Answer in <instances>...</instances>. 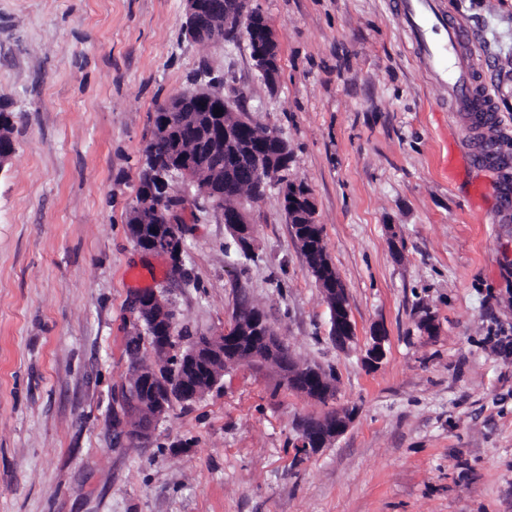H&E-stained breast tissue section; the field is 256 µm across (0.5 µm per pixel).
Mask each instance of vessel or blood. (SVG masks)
Listing matches in <instances>:
<instances>
[{"instance_id":"b4317fda","label":"vessel or blood","mask_w":512,"mask_h":512,"mask_svg":"<svg viewBox=\"0 0 512 512\" xmlns=\"http://www.w3.org/2000/svg\"><path fill=\"white\" fill-rule=\"evenodd\" d=\"M400 7L424 65L448 86L446 111L463 113L477 131L493 128L498 113L482 72L462 56L475 43L473 30L444 14L438 0H401Z\"/></svg>"}]
</instances>
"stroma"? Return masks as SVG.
Instances as JSON below:
<instances>
[{
  "label": "stroma",
  "instance_id": "stroma-1",
  "mask_svg": "<svg viewBox=\"0 0 512 512\" xmlns=\"http://www.w3.org/2000/svg\"><path fill=\"white\" fill-rule=\"evenodd\" d=\"M444 2L488 66L501 166L469 165L475 134L441 110L396 0H252L279 42L273 90L244 34L185 35L184 0H0V103L16 115L0 170V512H512V0ZM213 77L292 150L284 176L309 190L346 287L347 346L279 185L250 209L248 259L180 178V262L128 234L157 105ZM147 290L187 336L222 332L247 296L298 364L333 367L334 396L231 366L147 440H119ZM343 408L355 418L331 447L296 452L303 420Z\"/></svg>",
  "mask_w": 512,
  "mask_h": 512
}]
</instances>
